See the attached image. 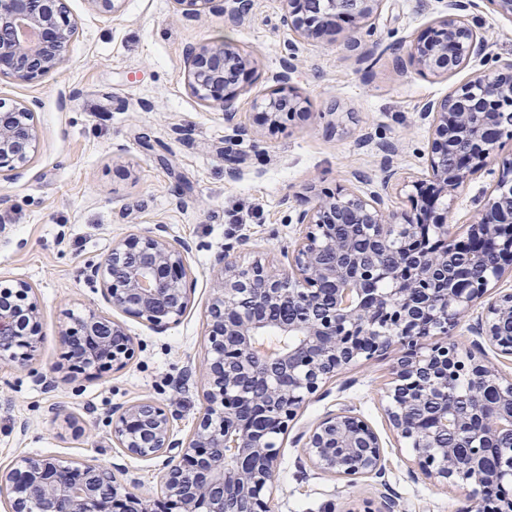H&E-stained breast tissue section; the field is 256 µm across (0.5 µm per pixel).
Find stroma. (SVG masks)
I'll return each instance as SVG.
<instances>
[{
    "label": "stroma",
    "mask_w": 512,
    "mask_h": 512,
    "mask_svg": "<svg viewBox=\"0 0 512 512\" xmlns=\"http://www.w3.org/2000/svg\"><path fill=\"white\" fill-rule=\"evenodd\" d=\"M464 3L488 48L455 72L433 76L420 74L408 54L447 15L448 0H379L364 29L301 40L281 21L283 0H253L236 23L218 7L185 17L175 0H124L107 15L91 0H65L76 35L59 68L33 81L0 77V101L32 104L39 127L25 176L15 181L0 172V278L33 286L42 332L25 367L0 360V467L27 455L94 459L134 495L159 498L160 460L118 448L112 411L149 400L172 415L176 438L191 435L204 411L196 369L209 347L214 257L225 250L241 267H287L289 248L307 231L295 218L311 190L380 192V208L394 224L411 213L412 184L427 176L422 107L512 62V16L495 0ZM216 40L252 61L236 101L251 133L239 139L186 79L187 47ZM293 43L288 84L307 112L283 118L270 134L261 105ZM510 155L512 137H502L498 156L449 196L451 230L464 232L477 220L473 198L490 190ZM157 224L190 247V304L165 327L113 309L83 273L132 231ZM243 236L249 246H239ZM91 309L125 325L134 354L123 368L69 371L61 331L70 315ZM396 359L387 351L359 361L304 402L282 439L271 512H476L470 485L425 479L394 435L382 396ZM345 404L380 435L383 477L350 483L307 464L299 433Z\"/></svg>",
    "instance_id": "stroma-1"
}]
</instances>
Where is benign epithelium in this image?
I'll return each instance as SVG.
<instances>
[{
    "instance_id": "7a95c632",
    "label": "benign epithelium",
    "mask_w": 512,
    "mask_h": 512,
    "mask_svg": "<svg viewBox=\"0 0 512 512\" xmlns=\"http://www.w3.org/2000/svg\"><path fill=\"white\" fill-rule=\"evenodd\" d=\"M188 16L217 0H177ZM282 22L304 38L360 29L378 0H284ZM73 39L64 0H0V76L35 80L55 70ZM483 37L467 20L449 14L414 44L411 59L434 76L447 75L479 57ZM187 77L201 101L219 107L234 135L236 100L251 70L250 59L222 41L187 52ZM0 103V169L17 180L27 171L39 139L33 108L20 103L6 112ZM292 93L278 88L264 106L265 125L301 113ZM430 120L429 183L419 187L415 213L391 224L379 196L332 193L314 197L296 223L309 231L291 251L288 269L262 264L239 268L221 252L213 264L217 288L207 309L210 351L202 374L206 411L186 440L174 438L172 418L150 401L117 410L112 440L133 457L162 459L163 492L179 512H259L277 479L279 435L297 409L347 366L391 348L399 350L395 376L385 394L386 413L397 435L412 448L419 469L445 483H471L484 490L512 484V448L499 449L489 469L485 455L505 429L512 431V374L483 359L489 345L512 356V291L488 304L469 324L476 336L467 348L425 345L469 317L486 288L512 274V157L492 190L474 200L481 218L465 237L448 232V195L496 155L500 136L512 131V72L479 73L448 97L427 103ZM360 224L374 250L389 247L403 232L411 248L419 225H436L444 248L414 256L416 280H401L382 293L371 287L385 271L349 237L330 235L334 224ZM489 252L494 262L474 281L463 268L448 271L458 254ZM188 247L158 225L134 231L86 270L112 308L153 326L177 321L190 304ZM275 330L297 342L271 354L256 337ZM73 364L100 372L122 366L131 355L123 323L90 310L62 333ZM40 339L39 306L24 281L0 290V358L32 348ZM468 381L471 411L446 406L457 379ZM451 431L470 449L467 458L437 442ZM305 437L308 461L338 479L378 477L384 470L380 438L354 409L319 418ZM7 512H149L146 501L120 491L101 464L59 457L25 456L0 469V496Z\"/></svg>"
}]
</instances>
